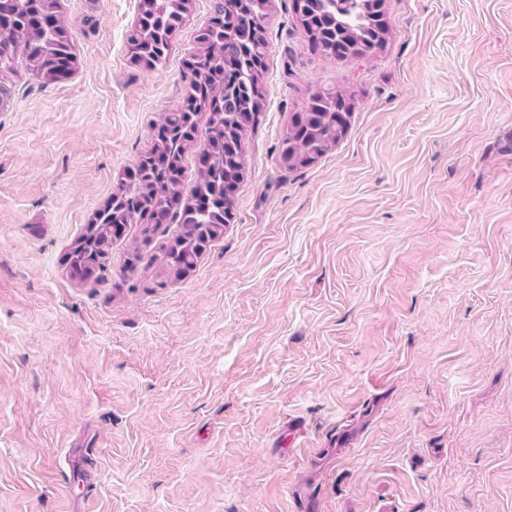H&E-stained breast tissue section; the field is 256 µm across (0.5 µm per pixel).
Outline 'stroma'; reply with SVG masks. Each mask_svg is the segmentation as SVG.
I'll list each match as a JSON object with an SVG mask.
<instances>
[{"label": "stroma", "mask_w": 512, "mask_h": 512, "mask_svg": "<svg viewBox=\"0 0 512 512\" xmlns=\"http://www.w3.org/2000/svg\"><path fill=\"white\" fill-rule=\"evenodd\" d=\"M140 0H61L78 66L0 105V512H512V0H384L373 56L271 0L224 235L176 278L128 225L67 255L189 91L210 16L130 59ZM349 128L294 171V114ZM142 256L133 259V247ZM345 95L335 88H320L306 108L305 121L296 117L280 145V161L288 170L305 167L328 152L347 131L349 112H340ZM340 113H345L341 124Z\"/></svg>", "instance_id": "obj_1"}]
</instances>
